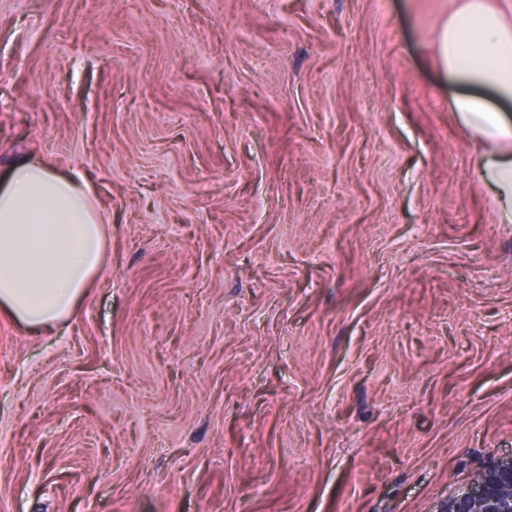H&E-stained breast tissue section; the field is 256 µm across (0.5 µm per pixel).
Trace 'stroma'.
Instances as JSON below:
<instances>
[{
    "label": "stroma",
    "mask_w": 512,
    "mask_h": 512,
    "mask_svg": "<svg viewBox=\"0 0 512 512\" xmlns=\"http://www.w3.org/2000/svg\"><path fill=\"white\" fill-rule=\"evenodd\" d=\"M459 0H0V180L83 171L77 314H0V512H436L512 457V224Z\"/></svg>",
    "instance_id": "35a3bbf8"
}]
</instances>
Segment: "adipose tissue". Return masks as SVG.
<instances>
[{
  "mask_svg": "<svg viewBox=\"0 0 512 512\" xmlns=\"http://www.w3.org/2000/svg\"><path fill=\"white\" fill-rule=\"evenodd\" d=\"M440 61L458 88L451 106L485 148L480 180L512 224V23L487 0H464L440 25ZM104 217L77 171L16 159L0 183V309L38 333L71 317L105 248Z\"/></svg>",
  "mask_w": 512,
  "mask_h": 512,
  "instance_id": "ef3b65f1",
  "label": "adipose tissue"
}]
</instances>
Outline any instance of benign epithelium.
Masks as SVG:
<instances>
[{"mask_svg": "<svg viewBox=\"0 0 512 512\" xmlns=\"http://www.w3.org/2000/svg\"><path fill=\"white\" fill-rule=\"evenodd\" d=\"M437 512H512V459L489 466L472 491L450 498Z\"/></svg>", "mask_w": 512, "mask_h": 512, "instance_id": "7a95c632", "label": "benign epithelium"}]
</instances>
